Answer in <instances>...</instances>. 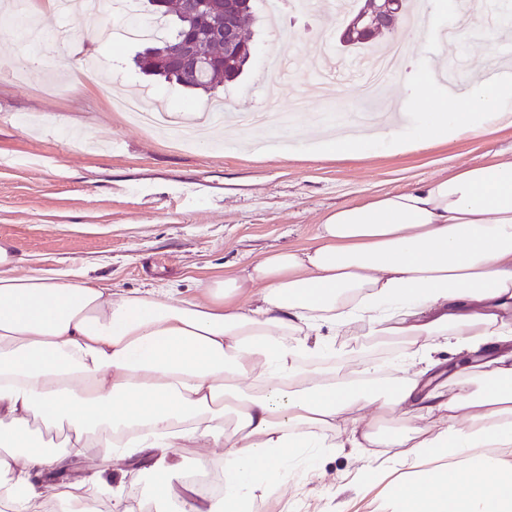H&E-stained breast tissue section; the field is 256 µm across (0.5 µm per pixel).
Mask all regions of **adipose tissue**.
Listing matches in <instances>:
<instances>
[{
	"mask_svg": "<svg viewBox=\"0 0 512 512\" xmlns=\"http://www.w3.org/2000/svg\"><path fill=\"white\" fill-rule=\"evenodd\" d=\"M511 124L507 69L453 101L433 93L409 136L379 128L318 146L352 155ZM24 262L0 242V512L87 498L135 512L105 473L140 454L157 512H253L293 458L369 407L394 428L344 445L399 449L396 471L366 470L388 483L378 512H512V158L329 211L313 244L206 283L203 300L18 274ZM352 329L405 345L390 388L360 385L363 368L307 364L323 331ZM451 336L467 356L444 377L436 354ZM89 441L90 477L43 482ZM185 441L223 449L222 497L186 480Z\"/></svg>",
	"mask_w": 512,
	"mask_h": 512,
	"instance_id": "1",
	"label": "adipose tissue"
}]
</instances>
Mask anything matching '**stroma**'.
I'll use <instances>...</instances> for the list:
<instances>
[{"instance_id": "obj_1", "label": "stroma", "mask_w": 512, "mask_h": 512, "mask_svg": "<svg viewBox=\"0 0 512 512\" xmlns=\"http://www.w3.org/2000/svg\"><path fill=\"white\" fill-rule=\"evenodd\" d=\"M314 2L312 11L297 13L285 2L274 10L256 0L253 50L242 76L207 93L144 76L133 62L143 42L103 40L105 26L125 19L110 5L92 16L39 18L50 36L36 51L17 39V25L0 20V240L31 269L79 271L124 291L166 288L180 300L268 252L310 245L330 210L512 156V125L404 152L319 154L312 140L328 115L358 129L359 84L369 63L337 42L348 0ZM379 40L407 49L384 93L413 118L429 93L421 77L442 68L448 46L437 37L418 46L404 24ZM74 42L83 52L70 53ZM319 45L341 73L320 93L303 63ZM87 57L99 69L85 79L80 66ZM138 92L177 113L210 103L251 112L266 107L289 115L290 128L268 130L262 141L257 131L228 122L220 133L230 143L184 145L115 109V96ZM324 344L344 348L351 370L398 354L354 332L325 337ZM347 437L344 430L330 433L331 447L291 461L287 485L258 503L257 512H374L381 487L361 492L357 485L375 459L396 465L395 451L371 448L355 457L342 446Z\"/></svg>"}]
</instances>
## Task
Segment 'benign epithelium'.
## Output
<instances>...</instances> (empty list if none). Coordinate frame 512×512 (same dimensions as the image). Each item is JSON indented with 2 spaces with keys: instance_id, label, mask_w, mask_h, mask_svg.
I'll return each mask as SVG.
<instances>
[{
  "instance_id": "1",
  "label": "benign epithelium",
  "mask_w": 512,
  "mask_h": 512,
  "mask_svg": "<svg viewBox=\"0 0 512 512\" xmlns=\"http://www.w3.org/2000/svg\"><path fill=\"white\" fill-rule=\"evenodd\" d=\"M372 7L349 19L339 28V39L343 44H352L357 37L367 41L376 37L384 29H394L399 5L398 0H371ZM240 5L233 0H224V18L213 22L205 30L190 27L179 41L170 61L175 68L187 73H198L224 64L227 59L237 57L240 46ZM211 40L223 45L224 56H205L199 52V43Z\"/></svg>"
}]
</instances>
